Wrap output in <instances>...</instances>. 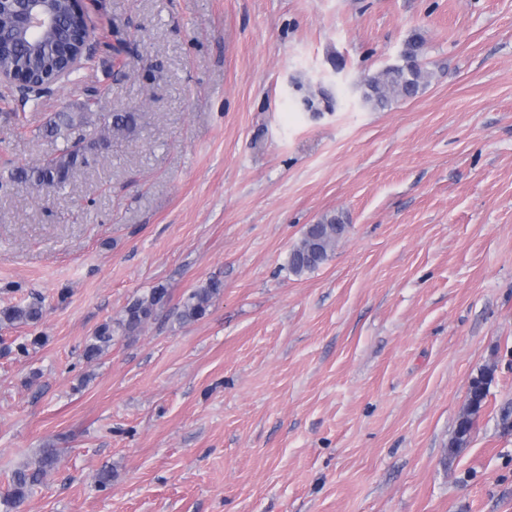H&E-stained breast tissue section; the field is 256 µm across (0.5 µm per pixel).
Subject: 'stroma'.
I'll return each instance as SVG.
<instances>
[{
    "instance_id": "1",
    "label": "stroma",
    "mask_w": 512,
    "mask_h": 512,
    "mask_svg": "<svg viewBox=\"0 0 512 512\" xmlns=\"http://www.w3.org/2000/svg\"><path fill=\"white\" fill-rule=\"evenodd\" d=\"M84 6L95 58L39 107L0 103V170L57 155L38 129L87 88L136 122L63 190L0 187V308L43 311L0 324V497L52 448L20 512H512V0ZM415 34L427 84L365 104ZM326 214L332 257L289 274ZM346 232L341 216L325 215L317 224L307 225L300 241L291 249L287 269L296 277L314 272L332 256L336 243ZM313 253L312 259L305 255ZM220 292V285L215 282L209 283L190 293L182 305L180 317L184 321H193L203 318L211 304L212 299ZM168 298L166 288H153L148 296L135 300L126 310V317L117 322V328L135 329L148 319L155 308L164 304ZM494 371V366H485L479 370L477 376L472 378L468 389L467 404L473 407L467 408L466 413L458 419L450 448H462L469 443L476 419L489 394Z\"/></svg>"
}]
</instances>
